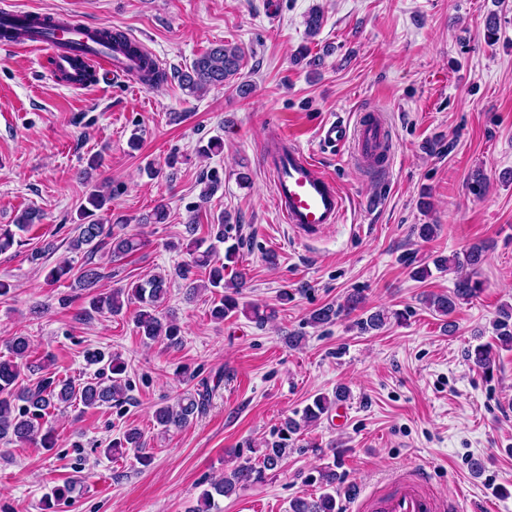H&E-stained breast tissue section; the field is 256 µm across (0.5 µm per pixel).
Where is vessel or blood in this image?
<instances>
[{
    "mask_svg": "<svg viewBox=\"0 0 512 512\" xmlns=\"http://www.w3.org/2000/svg\"><path fill=\"white\" fill-rule=\"evenodd\" d=\"M31 10L0 12V29L7 31L0 48L13 52L38 51L47 56L51 76L73 91L87 89L89 72H101L124 80L136 79V59L98 44L93 24L60 21L45 26L35 23ZM328 147L349 146L361 165L390 166L394 151L382 113L365 110L355 125L332 121L319 131ZM284 150L265 155L273 178V199L283 223L310 237L339 223L345 213V198L333 177L325 173L310 152L289 133L279 135ZM352 512H459L457 497L434 491L423 470L411 468L396 476L387 490L355 489L349 495Z\"/></svg>",
    "mask_w": 512,
    "mask_h": 512,
    "instance_id": "b4317fda",
    "label": "vessel or blood"
}]
</instances>
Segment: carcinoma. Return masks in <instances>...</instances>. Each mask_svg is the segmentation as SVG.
Listing matches in <instances>:
<instances>
[{
	"label": "carcinoma",
	"mask_w": 512,
	"mask_h": 512,
	"mask_svg": "<svg viewBox=\"0 0 512 512\" xmlns=\"http://www.w3.org/2000/svg\"><path fill=\"white\" fill-rule=\"evenodd\" d=\"M100 39L111 46H120L127 52L139 57L140 79L150 86H159L169 79V73L159 68L153 59L138 46L119 33L110 29L100 31ZM243 52L238 46L221 44L197 57L191 69L174 74L182 89L190 94H197L212 87H222L233 82L240 75ZM88 206L81 209V223L75 227V235L70 241L71 250L87 254V259L79 267L60 264L47 274V281L57 283L62 279H73L72 286L91 293V306L99 311L106 310L118 315L132 304H138L135 323L141 336L149 341L167 340L177 343L180 327L160 311L170 288L169 279L161 274L135 283L130 288H114L110 293H95L103 273L92 261V256L106 248L114 258H121L140 250L143 242L131 234H119L112 231L95 217L108 201V197L94 188L87 197ZM198 224L195 219L185 224V251L189 256L187 267L179 271V276L186 280L190 269L203 268L208 271L207 281L199 286L189 283L187 296H195L199 288L210 290L217 295L213 300L210 316L216 321L240 312L237 295L246 285L243 273L238 272L229 282H224L226 263H234L238 258V246L232 244L225 249L224 260L214 258L212 249H202V241L196 237ZM484 260V246L475 245L463 256L435 260L437 267L443 269L455 266L458 277L455 287L448 294H436L427 297L428 306L441 316L455 312L459 303L477 296L483 288L478 279V267ZM361 303L356 295L346 299L345 304L335 308L331 305L313 311L309 322L324 325L333 321L342 311H353ZM494 333L499 345L512 348V305L504 304L494 321ZM9 356L0 358V442H22L36 444L42 448H52L56 444L53 430L46 426L47 418L56 410L80 402L86 408H97L112 401L124 399L127 391L125 362L117 354H105L102 351L86 352V360L91 365L99 366L97 376L93 379L75 384L59 379L48 371L49 356L31 359L30 342L26 336H13L7 341ZM468 357L474 366L488 371L494 362L493 347L480 344L468 350ZM36 372L39 380L36 385L23 390H16L19 378L24 372ZM211 388L202 383V389L184 394L172 404L164 403L155 410V419L164 430L180 429L193 419L206 413L210 405ZM349 398L345 386L336 387L333 398L325 395L316 396L312 403L302 410L301 418L285 419L280 429V437L264 444V451L258 462L246 459L233 468L209 482L198 498V504L190 512H212L215 497L230 496L248 486L261 481L265 472L278 469L288 455V435L296 433L301 425L315 423L328 412L332 405ZM143 435L136 427H128L122 436L113 440L103 452L107 455L120 448L143 449ZM336 469L328 466L319 472V482L325 492L317 498L298 497L290 502L289 512H336Z\"/></svg>",
	"instance_id": "1"
}]
</instances>
